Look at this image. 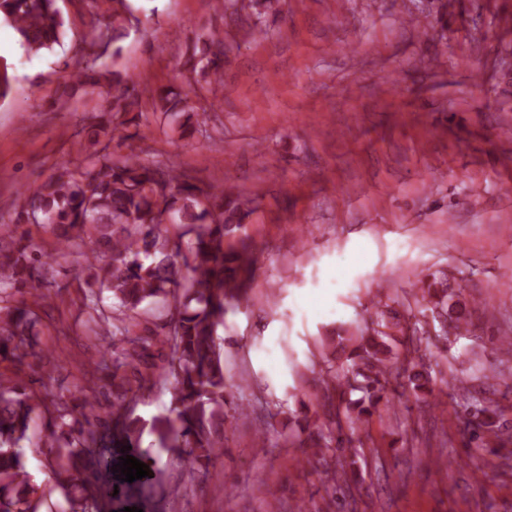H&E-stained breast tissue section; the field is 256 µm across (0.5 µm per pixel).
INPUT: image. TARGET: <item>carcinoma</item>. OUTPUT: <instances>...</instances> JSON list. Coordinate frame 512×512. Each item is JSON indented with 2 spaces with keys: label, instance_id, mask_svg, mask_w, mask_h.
I'll list each match as a JSON object with an SVG mask.
<instances>
[{
  "label": "carcinoma",
  "instance_id": "cac0c4a2",
  "mask_svg": "<svg viewBox=\"0 0 512 512\" xmlns=\"http://www.w3.org/2000/svg\"><path fill=\"white\" fill-rule=\"evenodd\" d=\"M89 22L81 35L70 27L59 0H0V22L16 34L26 56H37L63 46L66 39L80 46L70 79L83 88L87 134L94 151L87 163L63 161L44 181L23 192L14 223L34 218L59 230L56 251L76 254L73 281L83 296L89 319L103 334L128 335V322L137 319L145 304H160L155 329L128 341L112 363L95 361L69 400L54 393L55 378L44 370L46 355L34 341L37 310L50 288L45 250L28 232L0 241V363L15 371L0 372V512H40L46 505L28 471L22 443L33 424L47 420L53 440L54 488L61 501L48 512H99L104 502L100 467L115 462L116 449L137 446L144 432L155 436L158 447L191 471L206 477L211 462L224 454V427L233 385L224 376V339L219 329L229 309L247 297L258 270V256L241 237L250 213L248 200L236 188L201 187L160 161L142 160L119 152L124 141L139 136L143 107L160 113L180 136L191 135L210 120L194 98L215 92L224 72L227 48L224 29L212 27L186 45L180 61L183 87L151 88L115 68L121 47L110 48V33L126 28L133 17L128 0H109L108 14L97 11L98 0H81ZM222 12H248L254 30L264 33L263 19L279 11L280 0H221ZM10 66L0 63V100L13 91ZM136 131L124 133L127 124ZM115 300L103 304L102 291ZM463 288H453L447 277L416 299L419 314L431 312L440 320L441 335L468 329L470 321L459 301ZM369 324L359 336L343 330L334 349L347 353L340 372L324 380L326 390L345 394L359 391L349 401L344 417L331 420L334 429L317 433L311 447L317 462L330 466L337 492L351 495L346 452L356 447V432L369 422L372 408L390 385L388 363L395 357L398 334L404 331L390 305L372 299ZM168 353L157 367L151 349ZM408 361L407 385L415 397L426 395L428 373L423 356ZM40 372L39 390L21 376L24 369ZM172 378L176 418L155 416L149 421L133 415L130 405L140 400L158 379ZM115 387L106 418L83 406L89 396ZM498 403L474 397L465 412L475 423L473 438L495 426ZM183 470L172 468L158 480L142 478L127 488L164 501L176 494Z\"/></svg>",
  "mask_w": 512,
  "mask_h": 512
}]
</instances>
